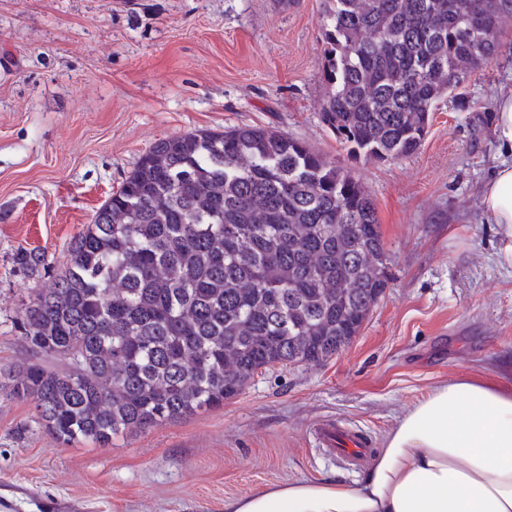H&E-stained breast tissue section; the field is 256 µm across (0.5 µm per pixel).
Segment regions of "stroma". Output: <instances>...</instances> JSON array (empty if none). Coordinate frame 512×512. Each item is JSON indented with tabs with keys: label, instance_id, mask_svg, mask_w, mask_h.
<instances>
[{
	"label": "stroma",
	"instance_id": "obj_1",
	"mask_svg": "<svg viewBox=\"0 0 512 512\" xmlns=\"http://www.w3.org/2000/svg\"><path fill=\"white\" fill-rule=\"evenodd\" d=\"M326 0H0V375L33 354L22 310L67 246L158 140L258 126L307 142L373 197L389 284L358 336L321 364L259 371L223 408L106 448L64 445L0 396V489L11 512H224V500L304 479L360 480L314 448L320 419L383 448L432 388L498 381L512 363V266L484 211L511 158L494 131L512 92L503 57L440 103L420 151L353 157L322 120Z\"/></svg>",
	"mask_w": 512,
	"mask_h": 512
}]
</instances>
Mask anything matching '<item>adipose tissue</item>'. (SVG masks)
I'll return each mask as SVG.
<instances>
[{
    "label": "adipose tissue",
    "instance_id": "adipose-tissue-1",
    "mask_svg": "<svg viewBox=\"0 0 512 512\" xmlns=\"http://www.w3.org/2000/svg\"><path fill=\"white\" fill-rule=\"evenodd\" d=\"M483 203L512 238V163ZM224 512H512V381L436 387L407 411L354 485L315 479L225 499Z\"/></svg>",
    "mask_w": 512,
    "mask_h": 512
}]
</instances>
